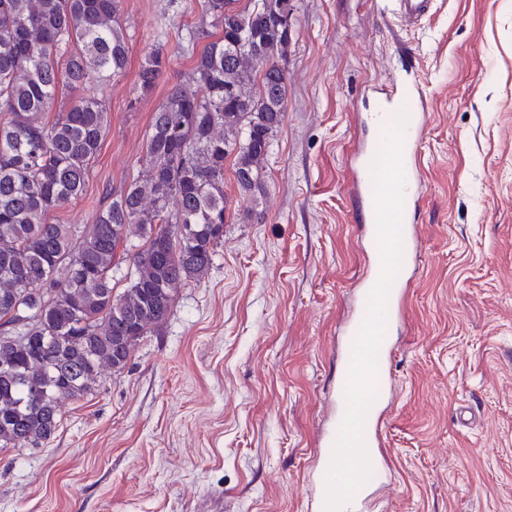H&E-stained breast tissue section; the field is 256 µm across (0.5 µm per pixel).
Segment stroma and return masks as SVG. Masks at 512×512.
<instances>
[{
	"label": "stroma",
	"mask_w": 512,
	"mask_h": 512,
	"mask_svg": "<svg viewBox=\"0 0 512 512\" xmlns=\"http://www.w3.org/2000/svg\"><path fill=\"white\" fill-rule=\"evenodd\" d=\"M201 0H121L128 65L103 90L110 128L83 194L88 224L142 169L153 112L189 83ZM288 100L255 221L232 170L209 276L181 288L124 371L65 402L42 448L0 451V512H315L334 425L342 322L370 260L350 164L377 88L415 86L426 124L420 254L393 327L367 512H512V0H434L403 25L389 0H291ZM168 65L142 95L137 74ZM167 64V56L161 46H155L149 51L138 72L142 92H152L156 88L166 71Z\"/></svg>",
	"instance_id": "stroma-1"
}]
</instances>
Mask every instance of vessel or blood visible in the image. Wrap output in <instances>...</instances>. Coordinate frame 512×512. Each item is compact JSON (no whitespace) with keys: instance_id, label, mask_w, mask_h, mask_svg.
Here are the masks:
<instances>
[{"instance_id":"b4317fda","label":"vessel or blood","mask_w":512,"mask_h":512,"mask_svg":"<svg viewBox=\"0 0 512 512\" xmlns=\"http://www.w3.org/2000/svg\"><path fill=\"white\" fill-rule=\"evenodd\" d=\"M393 11L406 24L423 20L431 11L433 0H392ZM409 111V122L402 149L405 172L404 205L412 207L421 200V192L416 182L412 156L422 127V115L415 99L413 87L400 82L381 90L373 110L368 115L370 127L374 133H382L392 114L400 108ZM376 143L359 145L355 150L352 169V193L357 201L361 222L358 226L363 245L370 252H377L376 206L369 171L370 161L376 151Z\"/></svg>"}]
</instances>
